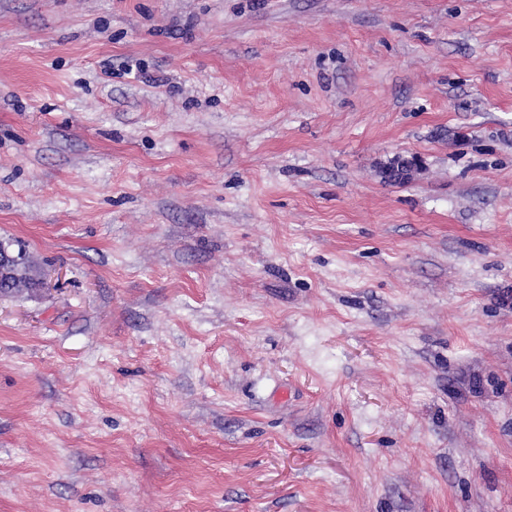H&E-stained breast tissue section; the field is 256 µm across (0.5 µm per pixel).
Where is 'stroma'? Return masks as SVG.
Masks as SVG:
<instances>
[{
  "instance_id": "1",
  "label": "stroma",
  "mask_w": 512,
  "mask_h": 512,
  "mask_svg": "<svg viewBox=\"0 0 512 512\" xmlns=\"http://www.w3.org/2000/svg\"><path fill=\"white\" fill-rule=\"evenodd\" d=\"M1 239L0 512H512V0H0ZM16 274L11 276H5L2 275L0 280V289L5 288L7 283L10 285L11 283H14L16 281H19L23 283L24 289L17 291L15 293L12 292V294H20L24 292H30L33 284L34 279L39 276L38 270L35 268V266L32 264V262L28 259L25 253V259L20 262L18 265H16Z\"/></svg>"
}]
</instances>
